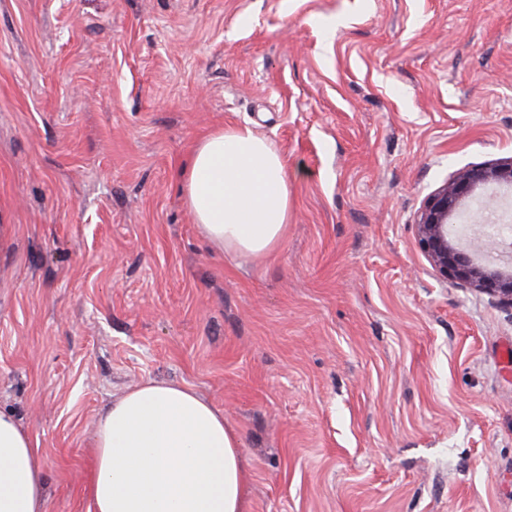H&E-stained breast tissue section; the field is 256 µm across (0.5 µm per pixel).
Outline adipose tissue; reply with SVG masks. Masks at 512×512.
Instances as JSON below:
<instances>
[{
    "label": "adipose tissue",
    "instance_id": "obj_1",
    "mask_svg": "<svg viewBox=\"0 0 512 512\" xmlns=\"http://www.w3.org/2000/svg\"><path fill=\"white\" fill-rule=\"evenodd\" d=\"M179 189L203 239L241 264L288 234L286 163L250 128L202 136ZM91 512H245L239 435L194 388L148 380L99 413ZM0 512H47L45 462L15 414L0 409Z\"/></svg>",
    "mask_w": 512,
    "mask_h": 512
}]
</instances>
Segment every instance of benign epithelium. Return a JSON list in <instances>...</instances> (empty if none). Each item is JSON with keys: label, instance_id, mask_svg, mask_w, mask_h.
I'll list each match as a JSON object with an SVG mask.
<instances>
[{"label": "benign epithelium", "instance_id": "7a95c632", "mask_svg": "<svg viewBox=\"0 0 512 512\" xmlns=\"http://www.w3.org/2000/svg\"><path fill=\"white\" fill-rule=\"evenodd\" d=\"M487 187L512 191V158L465 170L428 195L415 219L417 244L440 280L512 307V254L502 257L500 244L489 249L488 235L457 231L459 221L472 217L468 202L485 212L500 207L495 194L474 195Z\"/></svg>", "mask_w": 512, "mask_h": 512}]
</instances>
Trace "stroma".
Listing matches in <instances>:
<instances>
[{"mask_svg":"<svg viewBox=\"0 0 512 512\" xmlns=\"http://www.w3.org/2000/svg\"><path fill=\"white\" fill-rule=\"evenodd\" d=\"M271 140L288 235L240 266L178 173ZM512 158V0H0V407L88 512L145 380L224 411L246 512H512V308L439 280L424 199Z\"/></svg>","mask_w":512,"mask_h":512,"instance_id":"obj_1","label":"stroma"}]
</instances>
